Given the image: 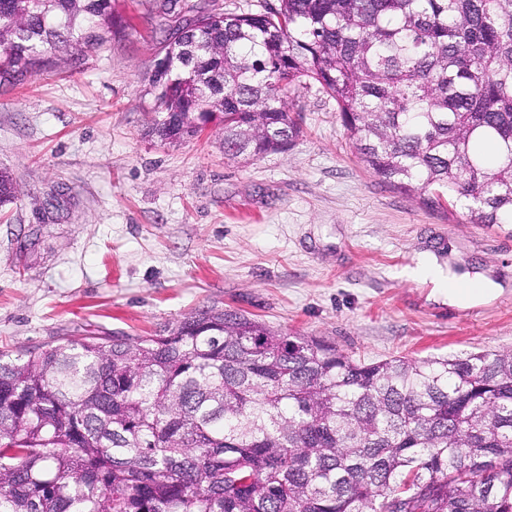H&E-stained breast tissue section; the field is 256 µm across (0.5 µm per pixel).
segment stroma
<instances>
[{
  "label": "stroma",
  "mask_w": 512,
  "mask_h": 512,
  "mask_svg": "<svg viewBox=\"0 0 512 512\" xmlns=\"http://www.w3.org/2000/svg\"><path fill=\"white\" fill-rule=\"evenodd\" d=\"M122 12L133 26L105 50L0 84V167L21 189L0 208V350L139 336L210 306L366 363L512 349V224L381 183L315 87L282 152L226 159L211 128L146 137L164 34L136 0ZM423 259L504 293L449 306L411 277Z\"/></svg>",
  "instance_id": "obj_1"
}]
</instances>
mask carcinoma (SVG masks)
<instances>
[{
    "instance_id": "1",
    "label": "carcinoma",
    "mask_w": 512,
    "mask_h": 512,
    "mask_svg": "<svg viewBox=\"0 0 512 512\" xmlns=\"http://www.w3.org/2000/svg\"><path fill=\"white\" fill-rule=\"evenodd\" d=\"M141 0L186 15L145 134L257 159L313 85L381 183L512 224V0ZM117 0H0V83L121 38ZM0 169V207L15 202ZM0 512H512V350L357 362L217 306L0 352Z\"/></svg>"
}]
</instances>
